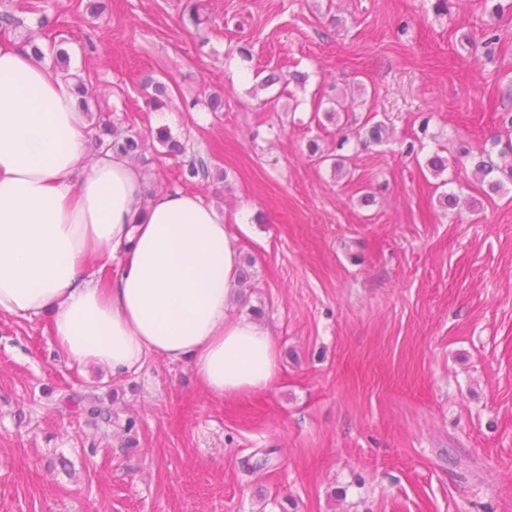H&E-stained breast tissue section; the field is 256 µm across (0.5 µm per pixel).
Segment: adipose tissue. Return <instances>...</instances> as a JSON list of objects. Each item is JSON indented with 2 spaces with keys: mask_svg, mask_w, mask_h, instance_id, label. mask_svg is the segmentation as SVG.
I'll return each mask as SVG.
<instances>
[{
  "mask_svg": "<svg viewBox=\"0 0 512 512\" xmlns=\"http://www.w3.org/2000/svg\"><path fill=\"white\" fill-rule=\"evenodd\" d=\"M89 135L72 80L0 41V316L49 315L61 353L115 377L160 355L217 398L268 388L276 343L232 314L236 234L200 196L147 193L125 156L89 158Z\"/></svg>",
  "mask_w": 512,
  "mask_h": 512,
  "instance_id": "ef3b65f1",
  "label": "adipose tissue"
}]
</instances>
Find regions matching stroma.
<instances>
[{
  "label": "stroma",
  "instance_id": "35a3bbf8",
  "mask_svg": "<svg viewBox=\"0 0 512 512\" xmlns=\"http://www.w3.org/2000/svg\"><path fill=\"white\" fill-rule=\"evenodd\" d=\"M435 4L107 0L94 16L0 0L23 21L13 39L64 40L93 113L208 156L205 181L168 154L138 164L149 191L199 195L230 224L254 274L232 313L260 310L279 351L270 387L223 399L187 363L152 355L116 379L59 353L50 316L0 317V512H512V0ZM272 67L288 83L260 87ZM334 95L355 102L338 125ZM371 119L389 135L364 146ZM61 401L74 409L86 412L91 418L112 426V409L96 403H90L77 392L64 393Z\"/></svg>",
  "mask_w": 512,
  "mask_h": 512
}]
</instances>
